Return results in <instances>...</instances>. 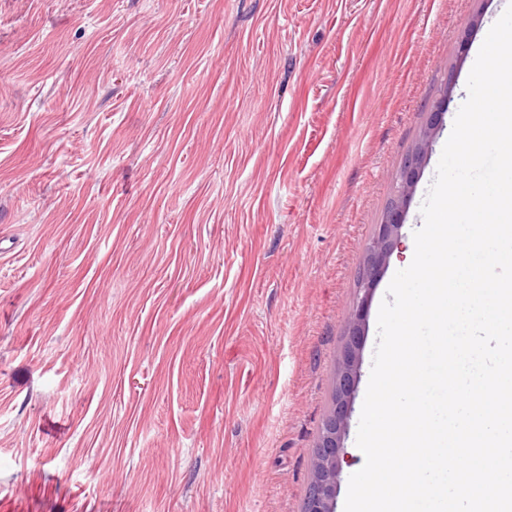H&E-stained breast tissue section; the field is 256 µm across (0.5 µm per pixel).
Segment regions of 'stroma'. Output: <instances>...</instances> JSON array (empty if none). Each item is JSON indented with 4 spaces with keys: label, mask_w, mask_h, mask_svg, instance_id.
Segmentation results:
<instances>
[{
    "label": "stroma",
    "mask_w": 512,
    "mask_h": 512,
    "mask_svg": "<svg viewBox=\"0 0 512 512\" xmlns=\"http://www.w3.org/2000/svg\"><path fill=\"white\" fill-rule=\"evenodd\" d=\"M506 0H0V512H303L357 275Z\"/></svg>",
    "instance_id": "stroma-1"
}]
</instances>
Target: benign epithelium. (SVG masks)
Wrapping results in <instances>:
<instances>
[{"mask_svg": "<svg viewBox=\"0 0 512 512\" xmlns=\"http://www.w3.org/2000/svg\"><path fill=\"white\" fill-rule=\"evenodd\" d=\"M444 98L439 101L422 127L415 151L403 162L398 181L395 202L385 220L376 225L365 255L363 275L356 299L347 319V336L336 384L335 405L327 415L322 434L319 436L312 457V478L304 512H335L336 490L344 457L343 439L348 426L349 405L357 387L360 364L361 336L365 333L368 302L376 282L397 244L403 226L402 215L413 194L422 166L424 165L441 115L450 101L455 82L448 79Z\"/></svg>", "mask_w": 512, "mask_h": 512, "instance_id": "7a95c632", "label": "benign epithelium"}]
</instances>
